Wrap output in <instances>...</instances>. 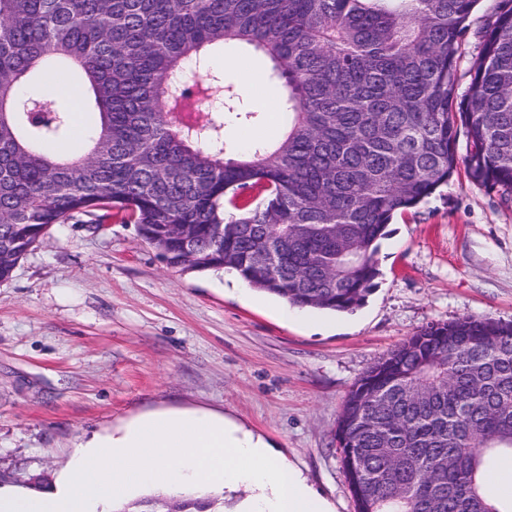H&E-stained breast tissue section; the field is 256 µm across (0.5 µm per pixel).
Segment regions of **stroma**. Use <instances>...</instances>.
Here are the masks:
<instances>
[{
    "instance_id": "stroma-1",
    "label": "stroma",
    "mask_w": 512,
    "mask_h": 512,
    "mask_svg": "<svg viewBox=\"0 0 512 512\" xmlns=\"http://www.w3.org/2000/svg\"><path fill=\"white\" fill-rule=\"evenodd\" d=\"M480 0L461 40L466 93L486 19ZM226 82L250 105L274 102L247 66L269 70L253 47L224 50ZM56 95L84 145L92 111L79 82ZM363 304L318 325L284 321L281 299L243 297L239 280L169 266L136 225L102 214L54 225L0 283L1 490L51 483L75 447L150 411L201 410L262 436L333 512H355L336 441L346 394L407 336L465 316L512 321V201L457 172L447 188L396 215Z\"/></svg>"
}]
</instances>
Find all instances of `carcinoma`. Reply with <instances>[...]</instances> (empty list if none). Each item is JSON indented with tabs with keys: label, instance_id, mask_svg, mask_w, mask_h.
Masks as SVG:
<instances>
[{
	"label": "carcinoma",
	"instance_id": "cac0c4a2",
	"mask_svg": "<svg viewBox=\"0 0 512 512\" xmlns=\"http://www.w3.org/2000/svg\"><path fill=\"white\" fill-rule=\"evenodd\" d=\"M478 0H0V283L50 228L110 207L171 266L231 268L302 309L351 312L378 242L465 165L512 199V0L484 31L460 96ZM245 44L285 91V132L226 156L255 112L209 72ZM79 73L96 120L64 158L70 115L19 89ZM465 130L464 158L456 143ZM356 512H505L488 487L512 455V322L431 324L349 390L336 429ZM224 512L151 495L118 512Z\"/></svg>",
	"mask_w": 512,
	"mask_h": 512
}]
</instances>
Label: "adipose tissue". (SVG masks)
Here are the masks:
<instances>
[{"mask_svg":"<svg viewBox=\"0 0 512 512\" xmlns=\"http://www.w3.org/2000/svg\"><path fill=\"white\" fill-rule=\"evenodd\" d=\"M247 491L242 512H329L269 442L225 418L153 412L81 444L50 487L0 494V512H111L144 487Z\"/></svg>","mask_w":512,"mask_h":512,"instance_id":"obj_1","label":"adipose tissue"}]
</instances>
